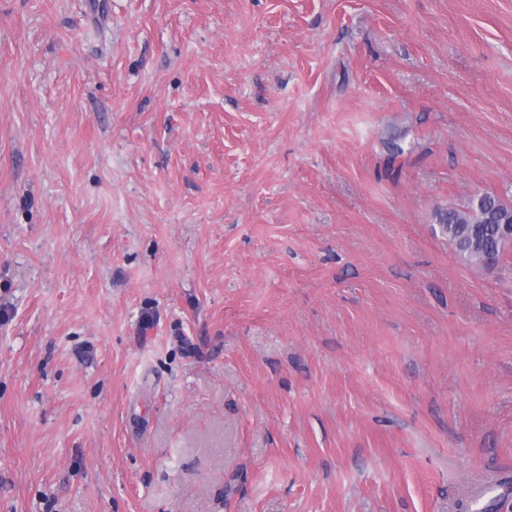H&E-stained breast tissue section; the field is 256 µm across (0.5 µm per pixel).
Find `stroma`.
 <instances>
[{
	"mask_svg": "<svg viewBox=\"0 0 512 512\" xmlns=\"http://www.w3.org/2000/svg\"><path fill=\"white\" fill-rule=\"evenodd\" d=\"M484 192L512 0H0V512H512ZM496 194L489 192L470 197L459 207L438 210L437 223L448 237V242L460 257L472 265L486 266V259L491 256L502 260L504 267L511 263L504 262L505 242L501 231L503 222L512 221V210ZM511 224L503 225V234L512 235Z\"/></svg>",
	"mask_w": 512,
	"mask_h": 512,
	"instance_id": "35a3bbf8",
	"label": "stroma"
}]
</instances>
